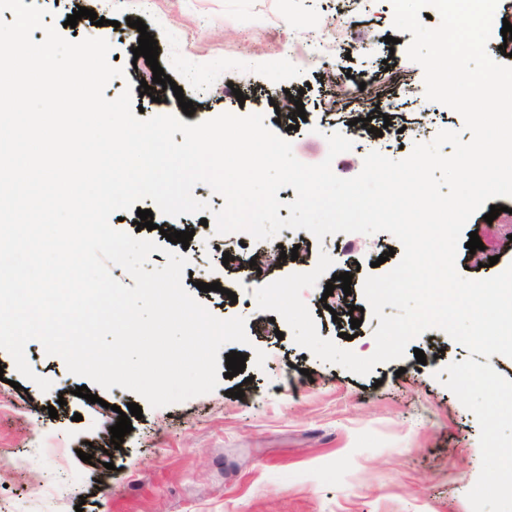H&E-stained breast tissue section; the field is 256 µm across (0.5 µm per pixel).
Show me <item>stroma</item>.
<instances>
[{
    "label": "stroma",
    "mask_w": 512,
    "mask_h": 512,
    "mask_svg": "<svg viewBox=\"0 0 512 512\" xmlns=\"http://www.w3.org/2000/svg\"><path fill=\"white\" fill-rule=\"evenodd\" d=\"M44 21L60 28L73 42L106 39L125 77L106 86V98L124 89L145 117L181 115L173 90L154 84L142 95L141 83L152 81L145 58L134 57L137 29L126 18L141 19L158 45V62L165 75L183 89L195 111V124L227 111L260 113L266 127L288 139L295 157L315 165L328 153L326 137L343 132L327 124L333 90L314 83L317 65L296 55L295 42L324 33L336 15V0H35ZM86 7L104 17L101 26L81 18L76 27L65 21L73 10ZM391 0H367L352 15L360 29L374 30L379 40L368 53H352L346 68L352 76L398 68L423 85L422 68L406 49L411 33L397 32ZM398 37L395 45L385 36ZM308 88L314 107L291 128L290 118L278 117L276 103L286 92ZM245 102H238V95ZM407 120L422 119L424 136L407 133L402 140L356 143L355 158L377 151L400 160L419 139H433L443 129L464 132V121L448 107L420 99L403 108ZM501 212L493 222L474 213L465 229L477 232L482 250L459 248L457 268L469 279H484L512 264V197H496ZM305 262L286 261L266 269V281L312 270L319 252L334 261L329 274L301 298L310 309L320 337L339 340L341 347L367 357L375 350L379 321L366 310L365 278L384 274L393 261H381L387 250L402 253L391 234L338 233L316 239L306 230L292 232ZM260 242L244 232L210 233L199 256L183 270V285L192 288L197 276H218L222 294L200 295L216 317H244L250 338L244 355L262 350L263 367L247 364L242 374L221 378L214 391L167 407L142 409L119 449L110 444L111 426L120 408L139 403L140 396L113 387L105 390L70 373L65 362L47 355L39 341L25 354L36 377L51 381L41 391L34 380L21 378L13 358L0 350V455L22 459L21 467L0 476V512H471L466 498L481 470L480 427L443 384L440 371L463 361L468 350L439 329L425 331L412 342L403 359L376 365L371 375L358 376L343 367L305 354L292 334L277 338L261 324L269 312L259 310L253 296L256 276L250 256ZM238 262L223 264L226 252ZM496 264H489V257ZM352 275L351 301L361 310L362 324L334 322L325 296L332 275ZM355 331L350 340L339 331ZM425 363H418L416 350ZM98 395L95 404L75 396L79 386ZM242 387L243 398L229 396ZM65 405H58V398ZM57 406V418L48 409ZM81 421H74V414ZM93 455L85 462L81 453ZM109 456L113 469L95 461Z\"/></svg>",
    "instance_id": "35a3bbf8"
}]
</instances>
